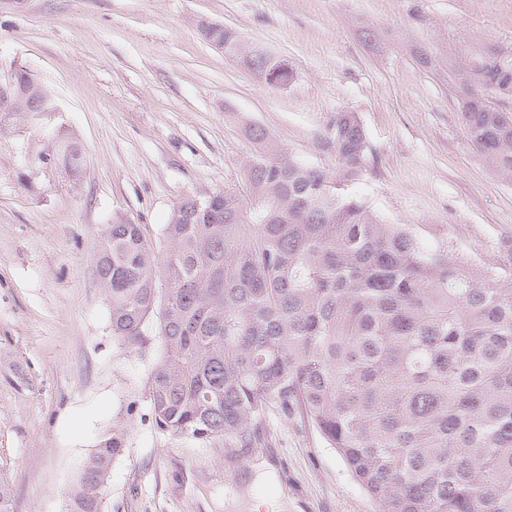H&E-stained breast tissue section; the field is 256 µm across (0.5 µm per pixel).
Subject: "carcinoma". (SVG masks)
<instances>
[{
    "label": "carcinoma",
    "mask_w": 512,
    "mask_h": 512,
    "mask_svg": "<svg viewBox=\"0 0 512 512\" xmlns=\"http://www.w3.org/2000/svg\"><path fill=\"white\" fill-rule=\"evenodd\" d=\"M201 35L268 86L293 79L232 28ZM412 53L425 70L445 63ZM456 80L467 138L512 183V51L470 48ZM11 92L43 96L24 69ZM242 131L257 154L211 206L185 197L161 242L124 217L102 235L112 335L139 355L161 348L144 390L157 427L261 448L272 408L336 449L376 512H512V283L426 253L349 194L375 166L355 113H336L321 167ZM60 156L86 162L74 139ZM122 436L105 432L82 462L65 512H104Z\"/></svg>",
    "instance_id": "obj_1"
}]
</instances>
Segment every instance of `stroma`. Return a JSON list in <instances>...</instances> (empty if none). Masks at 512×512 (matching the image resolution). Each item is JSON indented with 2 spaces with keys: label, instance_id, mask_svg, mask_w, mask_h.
I'll return each mask as SVG.
<instances>
[{
  "label": "stroma",
  "instance_id": "1",
  "mask_svg": "<svg viewBox=\"0 0 512 512\" xmlns=\"http://www.w3.org/2000/svg\"><path fill=\"white\" fill-rule=\"evenodd\" d=\"M205 22L284 60L294 81L261 84L204 41ZM419 44L447 45L454 65L476 44L512 50V0H0V84L26 69L55 105L0 131V480L13 512H64L79 463L116 426L104 512H241L263 452L157 427L144 387L160 348L140 356L113 337L96 263L113 218L156 239L184 197L237 183L256 151L243 123L319 165L335 114L357 113L376 164L353 195L428 252L512 277V184L471 146L449 73L416 66ZM66 135L85 148L76 174L59 159ZM266 425L288 476L255 495L376 512L313 428L274 412Z\"/></svg>",
  "mask_w": 512,
  "mask_h": 512
}]
</instances>
